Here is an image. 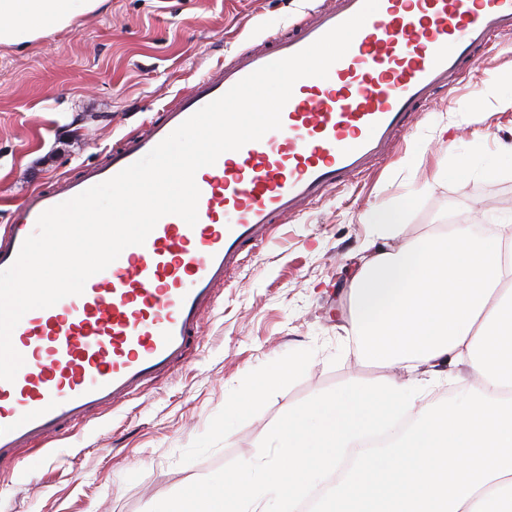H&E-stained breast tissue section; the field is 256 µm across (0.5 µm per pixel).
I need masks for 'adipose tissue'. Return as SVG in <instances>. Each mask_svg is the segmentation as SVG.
Wrapping results in <instances>:
<instances>
[{"instance_id":"obj_1","label":"adipose tissue","mask_w":512,"mask_h":512,"mask_svg":"<svg viewBox=\"0 0 512 512\" xmlns=\"http://www.w3.org/2000/svg\"><path fill=\"white\" fill-rule=\"evenodd\" d=\"M105 0H0V43L67 27ZM376 247L349 283L354 335L382 368L412 364L436 374L467 362L477 386L462 402L422 403L402 385L351 384L289 409L274 429L277 456L246 463L217 486L157 504L154 512H512V234L476 238L467 225L404 240L401 212L372 210ZM335 468L325 494L312 476Z\"/></svg>"}]
</instances>
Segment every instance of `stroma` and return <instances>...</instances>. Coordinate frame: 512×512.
<instances>
[{
  "label": "stroma",
  "mask_w": 512,
  "mask_h": 512,
  "mask_svg": "<svg viewBox=\"0 0 512 512\" xmlns=\"http://www.w3.org/2000/svg\"><path fill=\"white\" fill-rule=\"evenodd\" d=\"M310 0H107L47 37L0 43V226L25 197L174 105L216 61L298 26ZM512 36L414 116L393 154L331 191L246 258L205 315L190 359L73 436L24 452L0 480V512H152L267 454L288 407L389 377L443 404L473 385L466 365L439 380L365 362L350 324V269L367 259L370 210L398 207L406 237L451 224L512 222ZM466 166L465 180L443 170ZM306 364L269 385L273 371ZM244 398L236 416L230 396Z\"/></svg>",
  "instance_id": "obj_1"
}]
</instances>
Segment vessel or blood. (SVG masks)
Here are the masks:
<instances>
[{"label":"vessel or blood","instance_id":"vessel-or-blood-1","mask_svg":"<svg viewBox=\"0 0 512 512\" xmlns=\"http://www.w3.org/2000/svg\"><path fill=\"white\" fill-rule=\"evenodd\" d=\"M362 5L316 7L311 22L269 48L213 65L106 162L29 192L0 233V270L14 263L45 210L112 178L241 79L303 50ZM504 35H512V0H379L327 81L295 83L281 129L197 172L195 226L162 217L144 244L125 248L82 294L22 317L11 340L24 364L14 381L0 380V465L187 361L244 253L388 157L416 110L470 74Z\"/></svg>","mask_w":512,"mask_h":512}]
</instances>
